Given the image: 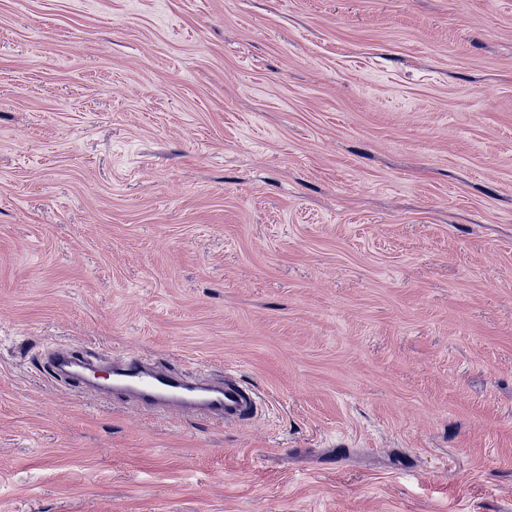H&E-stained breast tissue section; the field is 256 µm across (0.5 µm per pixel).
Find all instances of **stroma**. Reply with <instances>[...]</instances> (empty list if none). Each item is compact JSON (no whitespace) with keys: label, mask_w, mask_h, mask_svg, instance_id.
I'll use <instances>...</instances> for the list:
<instances>
[{"label":"stroma","mask_w":512,"mask_h":512,"mask_svg":"<svg viewBox=\"0 0 512 512\" xmlns=\"http://www.w3.org/2000/svg\"><path fill=\"white\" fill-rule=\"evenodd\" d=\"M0 512H512V0H0ZM93 364L88 354L74 350L72 347L54 350L44 360V370L58 384L67 388H83V379L74 373L65 371V368H86ZM117 382L111 396L134 398L146 409L190 407L213 420L243 422L253 417L257 402L250 390L225 374L224 381L202 379L194 383L177 372L151 363L131 352L113 369Z\"/></svg>","instance_id":"obj_1"}]
</instances>
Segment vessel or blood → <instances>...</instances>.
I'll return each instance as SVG.
<instances>
[{
  "label": "vessel or blood",
  "mask_w": 512,
  "mask_h": 512,
  "mask_svg": "<svg viewBox=\"0 0 512 512\" xmlns=\"http://www.w3.org/2000/svg\"><path fill=\"white\" fill-rule=\"evenodd\" d=\"M87 353L71 348L50 352L44 369L58 384L67 388H83L81 368L90 365ZM116 382L113 395L119 399H135L147 409L190 407L213 420L242 422L256 411V398L232 376L213 382L202 379L191 383L177 372L149 362L137 353H129L112 372Z\"/></svg>",
  "instance_id": "vessel-or-blood-1"
}]
</instances>
